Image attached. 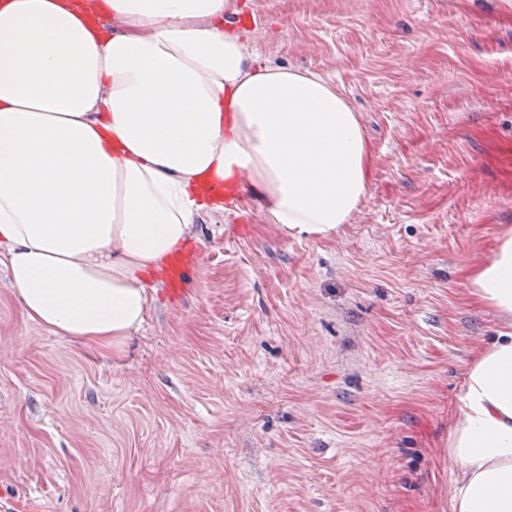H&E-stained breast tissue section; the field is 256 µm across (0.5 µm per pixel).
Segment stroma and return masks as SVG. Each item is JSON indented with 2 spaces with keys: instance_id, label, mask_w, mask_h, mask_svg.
<instances>
[{
  "instance_id": "1",
  "label": "stroma",
  "mask_w": 512,
  "mask_h": 512,
  "mask_svg": "<svg viewBox=\"0 0 512 512\" xmlns=\"http://www.w3.org/2000/svg\"><path fill=\"white\" fill-rule=\"evenodd\" d=\"M263 59L370 140L335 237L198 218L121 351L30 321L0 269V512H453L448 425L500 329L466 270L512 225V0H238ZM193 249L176 255L164 272L165 280L169 286V291L173 295L180 292V285L185 277L186 271L192 266L194 261Z\"/></svg>"
}]
</instances>
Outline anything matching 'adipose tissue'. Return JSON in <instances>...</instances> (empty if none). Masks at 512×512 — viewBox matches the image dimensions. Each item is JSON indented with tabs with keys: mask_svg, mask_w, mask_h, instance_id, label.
Returning <instances> with one entry per match:
<instances>
[{
	"mask_svg": "<svg viewBox=\"0 0 512 512\" xmlns=\"http://www.w3.org/2000/svg\"><path fill=\"white\" fill-rule=\"evenodd\" d=\"M237 0H0V264L25 316L111 350L148 275L247 196L292 237L335 236L367 195L360 116L321 77L261 60ZM504 328L448 430L454 512H512V226L469 267Z\"/></svg>",
	"mask_w": 512,
	"mask_h": 512,
	"instance_id": "ef3b65f1",
	"label": "adipose tissue"
}]
</instances>
